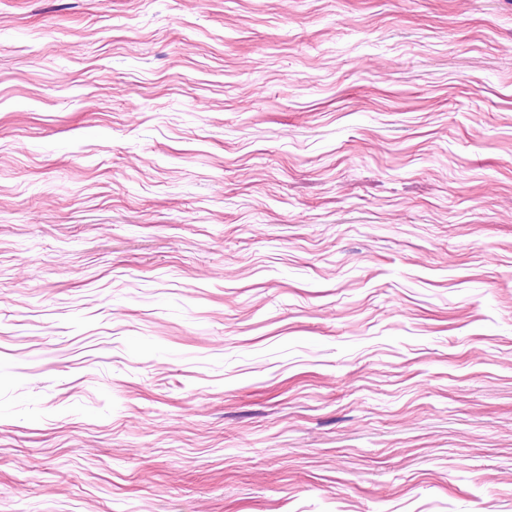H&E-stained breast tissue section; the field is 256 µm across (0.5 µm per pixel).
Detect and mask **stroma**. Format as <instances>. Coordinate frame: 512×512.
<instances>
[{"instance_id": "35a3bbf8", "label": "stroma", "mask_w": 512, "mask_h": 512, "mask_svg": "<svg viewBox=\"0 0 512 512\" xmlns=\"http://www.w3.org/2000/svg\"><path fill=\"white\" fill-rule=\"evenodd\" d=\"M0 512H512V0H0Z\"/></svg>"}]
</instances>
